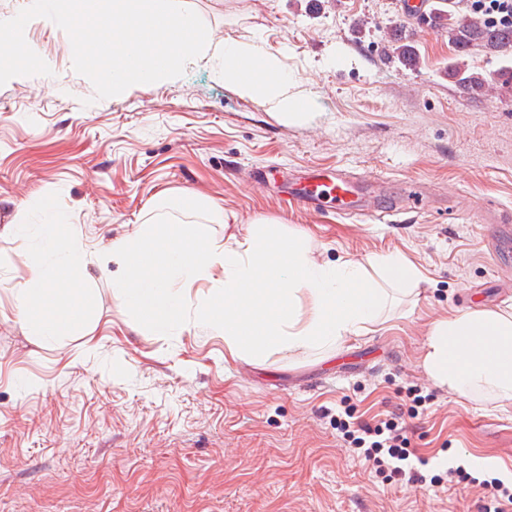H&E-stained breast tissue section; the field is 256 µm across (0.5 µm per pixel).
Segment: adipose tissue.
Returning <instances> with one entry per match:
<instances>
[{"mask_svg": "<svg viewBox=\"0 0 512 512\" xmlns=\"http://www.w3.org/2000/svg\"><path fill=\"white\" fill-rule=\"evenodd\" d=\"M36 229L8 225L15 239L36 237L38 256L18 290L17 311L33 335L50 340L88 335L98 302L73 229L51 202ZM125 270L116 296L137 324L168 335L185 317L183 286L206 282L198 324L224 336L231 359L341 346L372 332L396 292L418 287L421 271L403 254L326 261L307 237L259 222L217 242L202 226L161 218L112 246ZM420 366L459 400L491 394L512 405V304L452 311L435 320Z\"/></svg>", "mask_w": 512, "mask_h": 512, "instance_id": "1", "label": "adipose tissue"}]
</instances>
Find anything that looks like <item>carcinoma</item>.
<instances>
[{
    "mask_svg": "<svg viewBox=\"0 0 512 512\" xmlns=\"http://www.w3.org/2000/svg\"><path fill=\"white\" fill-rule=\"evenodd\" d=\"M456 13L448 17V0H438L433 8V18L449 19L448 41L455 47L457 60L450 66L456 79L468 95L485 97L492 90V83L483 75L468 71L462 57L472 49H481L504 58L512 57V28L496 25L467 9L465 0H455ZM389 53L409 66L417 64L414 49L398 39L390 41Z\"/></svg>",
    "mask_w": 512,
    "mask_h": 512,
    "instance_id": "carcinoma-1",
    "label": "carcinoma"
}]
</instances>
